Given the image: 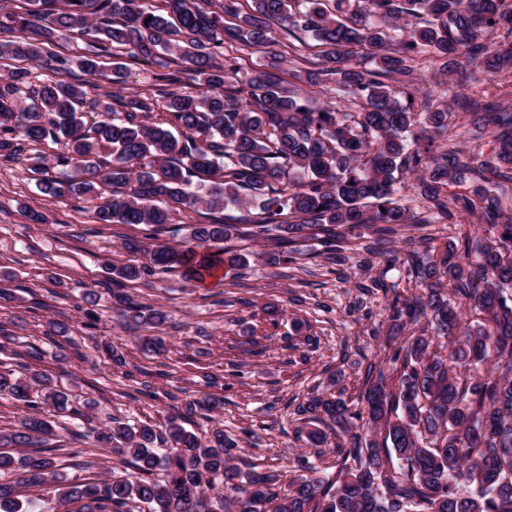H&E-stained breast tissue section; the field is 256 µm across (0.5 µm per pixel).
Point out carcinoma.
<instances>
[{
  "instance_id": "obj_1",
  "label": "carcinoma",
  "mask_w": 512,
  "mask_h": 512,
  "mask_svg": "<svg viewBox=\"0 0 512 512\" xmlns=\"http://www.w3.org/2000/svg\"><path fill=\"white\" fill-rule=\"evenodd\" d=\"M0 20V58L36 64L0 74V163L25 164L43 197H82L109 188L97 224L142 225L159 240L178 209L206 212L187 225L186 244H127L150 264L113 271L121 321L143 330L142 352L158 355L150 332L164 310L138 302L124 282L179 268L202 283L243 258L222 247L235 236L272 241L276 264L316 239V256L336 262L349 238L373 230L372 252L415 278L417 292L386 303L390 335L370 364L357 405L311 394L297 408L313 426L306 444L324 454V424L336 436V476L307 459L306 474L272 491L277 475L244 471L234 444L215 429L185 424L223 399L189 400L164 424L87 420L71 437L118 458L107 478L79 482L61 473L55 422L44 407L68 411V395L43 371L31 341L0 325V400L16 405L19 427L0 428V512H27V491H45L66 512H512V214L489 188L512 183V104L470 100L475 130L499 129L496 151L481 161L443 141L455 130L448 91L415 107L412 63L424 55L444 75L458 59L491 78L512 68V0H22ZM283 29L275 35L276 28ZM502 31L497 41L485 35ZM80 36L84 52L53 47ZM263 63L241 75L240 47ZM315 48L314 58L301 53ZM302 65L290 73L284 59ZM150 71L153 95H126V64ZM81 78L66 80L71 66ZM342 92L358 110L314 107L300 84ZM163 109L168 129L151 123ZM56 145L47 175L37 147ZM450 183L471 187L448 200ZM428 203L418 219L408 192ZM475 217L454 229L439 255L393 248L399 226ZM98 293L86 289L84 326L98 321ZM423 327L415 329L418 323Z\"/></svg>"
}]
</instances>
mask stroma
Returning <instances> with one entry per match:
<instances>
[{
  "mask_svg": "<svg viewBox=\"0 0 512 512\" xmlns=\"http://www.w3.org/2000/svg\"><path fill=\"white\" fill-rule=\"evenodd\" d=\"M471 80L457 86L442 78L435 63L414 64L417 100L447 82V102L457 110L461 96L481 91L484 97L512 100V73L487 81L477 67ZM99 200L91 196L53 201L42 197L24 168L0 174V272L13 276L16 298L0 300V324L18 341L41 335L48 321L68 324L70 340L47 346L39 364L54 385L66 390L72 402L93 403V417L131 421H163L188 400L206 394L223 397V408L212 422L236 443L237 460H252L259 472L282 479L300 475L294 460L301 453L308 429L295 412L309 390L336 378L345 400L357 399L364 370L385 353L382 292H360L359 283L374 279L408 294L412 282L406 269L373 260L369 272L357 270L354 259L329 264L316 258L317 241L298 243L293 261L266 264L264 253L274 243H254L237 237L231 247L248 263L227 274L193 286L178 273L155 272L127 290L144 304L162 307L168 322L160 334L164 354L147 356L135 345L134 333L112 309L113 267L130 261L148 263L146 254H132L125 241L144 239L143 227L103 225L91 215ZM40 210L45 221L36 224L28 209ZM100 292L96 328H85L77 307L85 286ZM43 307H35V300ZM278 307L276 325H269L267 307ZM318 337L316 348L303 343ZM113 345L132 369L118 373L95 344Z\"/></svg>",
  "mask_w": 512,
  "mask_h": 512,
  "instance_id": "stroma-1",
  "label": "stroma"
}]
</instances>
